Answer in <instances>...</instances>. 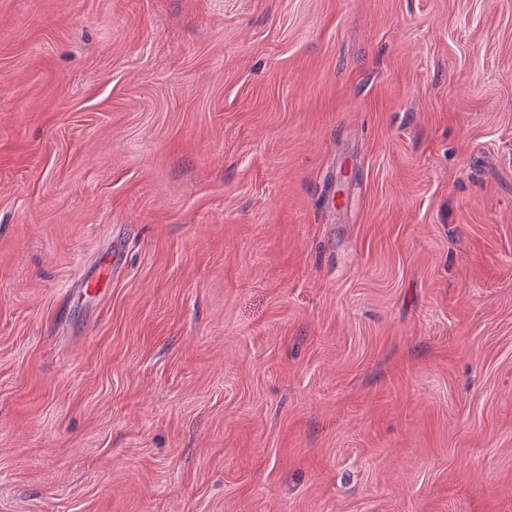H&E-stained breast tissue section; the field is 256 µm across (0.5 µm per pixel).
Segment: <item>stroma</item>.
I'll use <instances>...</instances> for the list:
<instances>
[{"label":"stroma","mask_w":512,"mask_h":512,"mask_svg":"<svg viewBox=\"0 0 512 512\" xmlns=\"http://www.w3.org/2000/svg\"><path fill=\"white\" fill-rule=\"evenodd\" d=\"M0 512H512V0H0Z\"/></svg>","instance_id":"stroma-1"}]
</instances>
